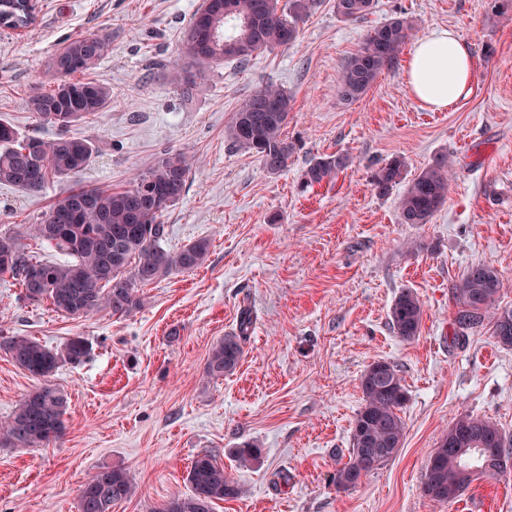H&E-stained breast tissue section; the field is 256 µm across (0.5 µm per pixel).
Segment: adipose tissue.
I'll list each match as a JSON object with an SVG mask.
<instances>
[{"mask_svg":"<svg viewBox=\"0 0 512 512\" xmlns=\"http://www.w3.org/2000/svg\"><path fill=\"white\" fill-rule=\"evenodd\" d=\"M473 59L467 45L451 29L417 39L405 66L406 85L428 109L451 108L470 90Z\"/></svg>","mask_w":512,"mask_h":512,"instance_id":"adipose-tissue-1","label":"adipose tissue"}]
</instances>
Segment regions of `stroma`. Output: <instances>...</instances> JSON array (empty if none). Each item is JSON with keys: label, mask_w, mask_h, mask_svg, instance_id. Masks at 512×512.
Listing matches in <instances>:
<instances>
[{"label": "stroma", "mask_w": 512, "mask_h": 512, "mask_svg": "<svg viewBox=\"0 0 512 512\" xmlns=\"http://www.w3.org/2000/svg\"><path fill=\"white\" fill-rule=\"evenodd\" d=\"M202 2L38 0L31 28H0V118L20 134L58 133L22 100L48 80L67 38L108 35L93 77L112 93L106 112L69 130L98 149L78 177L38 194L0 185V232L35 223L70 189L126 186L133 170L178 151L191 159L192 178L163 218L162 245L210 243L201 267L144 286L142 307L127 317L67 318L28 303L0 275V342L26 336L58 350L80 336L91 347L50 378L68 397L63 436L41 448L0 446V512H77L84 482L102 466L126 469L136 485L112 512H153L189 494L187 470L203 452L244 488L214 512H512V472L475 481L449 505L422 492L429 457L460 414L512 437V348L486 326L461 333L452 295L481 262L504 280L499 307L512 308V21L493 0H374L358 21L321 0L287 46L244 66L211 65L185 100L171 76L188 66L181 31ZM400 15L418 36L451 27L467 44L473 80L451 109L430 111L410 94L402 55L361 98H339L345 61L368 30ZM268 84L291 97L293 152L274 175L225 137L239 101ZM333 153L349 155V167L304 186L310 160ZM441 153L454 162L446 201L428 223H401L404 182ZM395 158L406 163L404 181L379 195L371 175ZM405 288L424 310L412 341L388 324ZM246 308L253 326L239 367L207 378L212 345ZM378 360L401 369L405 437L395 457L343 491L336 467L349 459L360 378ZM35 385L0 349V423ZM246 442L261 455L241 468L232 455Z\"/></svg>", "instance_id": "1"}]
</instances>
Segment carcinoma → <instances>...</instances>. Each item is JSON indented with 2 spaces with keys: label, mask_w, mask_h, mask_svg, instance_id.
I'll use <instances>...</instances> for the list:
<instances>
[{
  "label": "carcinoma",
  "mask_w": 512,
  "mask_h": 512,
  "mask_svg": "<svg viewBox=\"0 0 512 512\" xmlns=\"http://www.w3.org/2000/svg\"><path fill=\"white\" fill-rule=\"evenodd\" d=\"M202 6L183 28L180 54L189 64L206 65L233 61L244 65L264 51L288 45L297 35V25L318 6V0H232L231 15L224 17L209 37L210 52L200 53L202 29L196 26L201 14L213 6ZM373 0H334L336 15L356 21L371 13ZM33 0H5L0 5V26L29 27L35 19ZM416 34L413 23L394 17L372 27L362 46L344 63L337 93L344 101L364 95L378 76L397 59L402 47ZM103 35H81L60 46L52 57V76L24 100L25 111L40 122L52 123L60 134L51 140L20 136L7 120H0V184L27 193H38L56 179L72 178L82 172L96 153L95 145L68 134V128L91 120L112 104L109 89L90 77L91 71L109 52ZM205 80V71L171 77L183 97L189 99ZM291 99L272 84L245 98L231 113L225 129L229 144L257 156L269 174L287 167L293 146L284 137ZM350 158L342 153L313 159L302 175L307 187L335 178L348 168ZM405 163L395 158L376 169L371 182L381 195L403 180ZM192 165L181 153L162 154L154 164L137 170L129 186L101 190L78 187L58 196L34 224L22 231L0 234V275H9L22 288L29 302H49L68 317L100 311L129 316L142 305L140 286L174 271H192L204 264L209 242L196 240L177 251L161 246L166 235L162 218L178 202L190 180ZM452 176V162L446 154L436 156L407 185L399 203L403 224H425L443 205ZM45 242L70 257L63 263H48L33 254L22 239ZM504 287L492 266L475 263L467 268L452 294L459 305L456 321L462 330L490 325L492 337L512 347V309L500 308L495 301ZM423 306L417 294L403 289L389 311L394 334L411 341L420 336ZM253 320L241 313L237 329L224 334L211 347L206 374L221 378L236 370L245 353ZM12 362L40 381L19 402L6 422L0 424V445L38 448L60 438L65 430L66 395L48 378L63 362L79 364L90 353L81 336L71 338L60 350L49 349L24 336L4 342ZM363 405L352 423L349 460L336 470L339 489L355 487L361 477L393 458L402 447L404 422L399 415L407 392L398 365L383 360L379 369L364 371L360 379ZM488 453L512 454V440L499 426L485 418L462 414L441 437L430 456L423 493L440 504H451L473 482L470 471L481 477L491 473L484 468ZM260 450L245 443L235 452L245 467L259 458ZM192 488L188 497L172 496L154 512H213L217 501L235 500L242 487L216 457L203 453L193 459L187 472ZM134 493L131 475L119 467L100 468L82 487L78 512H112V506Z\"/></svg>",
  "instance_id": "carcinoma-1"
}]
</instances>
